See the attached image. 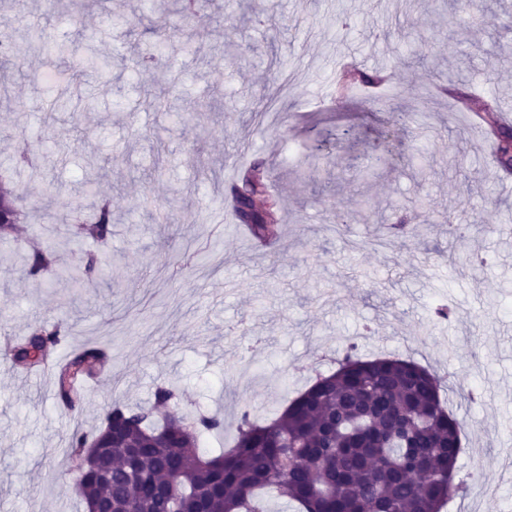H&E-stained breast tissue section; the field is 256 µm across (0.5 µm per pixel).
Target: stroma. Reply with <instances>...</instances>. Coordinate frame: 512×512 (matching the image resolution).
<instances>
[{
	"instance_id": "35a3bbf8",
	"label": "stroma",
	"mask_w": 512,
	"mask_h": 512,
	"mask_svg": "<svg viewBox=\"0 0 512 512\" xmlns=\"http://www.w3.org/2000/svg\"><path fill=\"white\" fill-rule=\"evenodd\" d=\"M13 47L0 81V173L30 215L10 248L0 247V341L31 326L60 325V351L106 346L109 359L68 411L52 375L0 357V512H83L69 490L68 435L90 432L114 401L145 403L174 384L185 403L222 413L282 409L314 374L331 372L349 343L365 359H413L445 376L441 391L468 423L459 476L480 474V496L443 512H512V191L499 189L485 128L457 116L445 95L421 94L454 77L477 99L512 113V0H490L491 23L442 0H263L268 20L247 21L237 0H211L183 15L165 0L167 30H154L153 0H27L46 35L73 50L42 51L7 21ZM356 23L336 33V15ZM169 66L141 74L146 46ZM416 65L400 67L404 54ZM385 68L381 108L336 92L344 60ZM80 67V90L46 76ZM45 109L30 111L32 99ZM403 112H423L406 126ZM264 161L270 192L288 207L272 248H254L225 198L230 170ZM308 180L299 183L298 171ZM112 207L108 247L69 235L93 200ZM382 213L367 224L358 201ZM430 207L429 225L412 212ZM479 212L449 237L443 216L464 203ZM410 208L419 233L394 230ZM105 254L120 275L77 289L55 277L22 278L5 251L30 242ZM468 253L473 271L450 262ZM450 319L435 318L437 305Z\"/></svg>"
}]
</instances>
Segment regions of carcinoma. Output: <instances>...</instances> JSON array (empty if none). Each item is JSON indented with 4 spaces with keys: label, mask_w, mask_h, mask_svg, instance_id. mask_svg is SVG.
Returning a JSON list of instances; mask_svg holds the SVG:
<instances>
[{
    "label": "carcinoma",
    "mask_w": 512,
    "mask_h": 512,
    "mask_svg": "<svg viewBox=\"0 0 512 512\" xmlns=\"http://www.w3.org/2000/svg\"><path fill=\"white\" fill-rule=\"evenodd\" d=\"M380 72L355 67L343 87L375 86ZM496 164L512 170V128H490ZM268 174L257 162L241 176L251 196L264 200L246 211L237 192L230 205L237 223L258 241L278 234L280 207L268 195ZM26 221L12 192L0 186V230ZM100 243L112 237V209L95 203L78 223L76 236ZM27 277L45 283L48 274L85 286L100 273L103 261L72 252L70 265L58 269L51 251L23 254ZM58 328L35 326L25 342L6 344L9 358L25 346L47 350L61 343ZM350 346L335 372L320 375L269 422L259 424L242 413L234 444L215 454L199 452L203 439L225 429L223 416H193L175 402L170 387L160 386L154 407L115 402L103 411L98 432L110 430L112 479L97 480L85 456L88 434L76 426L69 436L72 468L83 474L82 500L101 499L112 512H268L266 495L297 505L298 512H441L463 483H448L462 452L465 423L447 410L440 397L443 379L411 360H361ZM106 354L86 348L55 373L58 399L73 410L86 396V381L100 371Z\"/></svg>",
    "instance_id": "cac0c4a2"
}]
</instances>
